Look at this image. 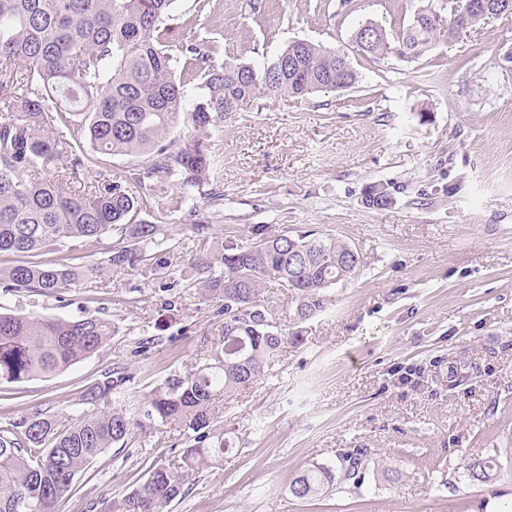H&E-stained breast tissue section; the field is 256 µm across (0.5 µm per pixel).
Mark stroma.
Instances as JSON below:
<instances>
[{"label":"stroma","mask_w":512,"mask_h":512,"mask_svg":"<svg viewBox=\"0 0 512 512\" xmlns=\"http://www.w3.org/2000/svg\"><path fill=\"white\" fill-rule=\"evenodd\" d=\"M443 0H176L255 67L305 39L345 52L356 88L245 103L215 141L224 200L203 233L197 191H159L146 220L168 236L163 258L179 283L160 290L150 267L102 268L110 241L87 246L98 266L65 299L23 291L0 306L47 318L96 316L117 335L64 372L0 385V422L38 409L64 421L86 411L84 390L114 364L132 377L122 401L132 427L74 482L58 512H105L153 465L181 459L179 432L148 419L169 375L192 371L219 342L224 318L202 296L194 258L267 232L314 231L356 248L364 264L327 289V307L297 324L272 374L213 405L232 449L192 476L168 512H512V17L440 41L414 61H379L351 35L393 29ZM391 184L394 202L364 194ZM156 345L139 353L138 344ZM364 451V481L298 499L289 487L313 464ZM495 457L499 478L470 483L465 463Z\"/></svg>","instance_id":"35a3bbf8"}]
</instances>
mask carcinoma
<instances>
[{"label": "carcinoma", "instance_id": "obj_1", "mask_svg": "<svg viewBox=\"0 0 512 512\" xmlns=\"http://www.w3.org/2000/svg\"><path fill=\"white\" fill-rule=\"evenodd\" d=\"M175 0H0V254L58 252L51 261H18L0 268V293L30 290L61 297L86 273L84 249L116 235L105 262L134 270L164 251L161 225L139 219L156 191L207 188L206 204L221 205L212 188L216 155L212 133L224 127V103L263 96L304 98L356 87L353 67L336 71L339 52L295 40L267 66L223 58L213 41L186 27L169 38ZM466 0L449 9H418L393 32L367 22L354 31L358 51L383 59H418L442 37L453 40ZM189 139L171 138L181 119ZM137 159L132 177L115 176L106 156ZM67 165H62V161ZM92 169L95 184L82 186ZM366 205L392 204L376 184ZM198 258L200 270H224L203 282L220 302L221 343L185 375L172 374L154 390L147 417L182 433V465L155 466L131 491L111 500L108 512H164L186 495L189 478L224 460V431L213 425L215 400L252 384L280 360L298 333L274 326L262 288L276 284L296 295L294 320L323 311L324 290L336 284L338 256L349 244L330 235H269ZM119 326L95 316L48 319L0 312V384L62 372L102 350ZM131 376L122 365L101 374L84 392L91 411L66 424L35 411L0 425V512H54L56 500L108 448L125 440L130 420L114 400ZM363 450L339 453L340 468L312 466L290 485L293 496H320L334 485L361 482ZM464 474L473 483L498 478L493 457H473Z\"/></svg>", "mask_w": 512, "mask_h": 512}]
</instances>
